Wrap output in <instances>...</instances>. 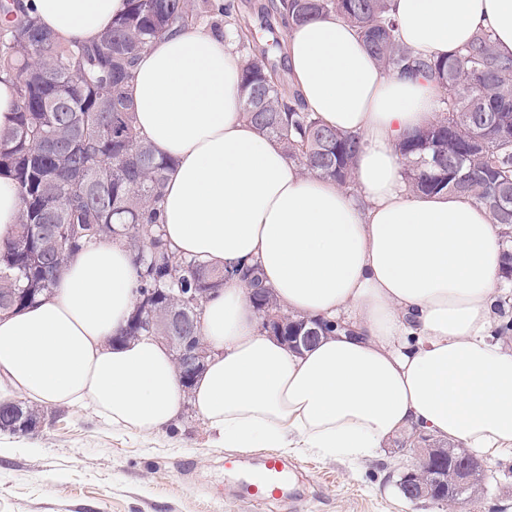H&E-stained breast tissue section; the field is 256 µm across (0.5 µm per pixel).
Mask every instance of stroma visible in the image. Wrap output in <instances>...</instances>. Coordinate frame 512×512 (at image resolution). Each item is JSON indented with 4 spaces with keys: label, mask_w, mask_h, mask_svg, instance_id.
Masks as SVG:
<instances>
[{
    "label": "stroma",
    "mask_w": 512,
    "mask_h": 512,
    "mask_svg": "<svg viewBox=\"0 0 512 512\" xmlns=\"http://www.w3.org/2000/svg\"><path fill=\"white\" fill-rule=\"evenodd\" d=\"M265 50L284 91L292 82L282 28L268 29L267 0H230ZM37 432H0V512H253L224 469L227 448L192 405L149 433L112 427L91 408L47 405ZM409 434L391 438L376 456L357 462L322 458L302 448L284 457L294 469L289 497L262 512H512V457H487V496L454 510L413 503L396 488L415 457Z\"/></svg>",
    "instance_id": "35a3bbf8"
}]
</instances>
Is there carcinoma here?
<instances>
[{
  "label": "carcinoma",
  "mask_w": 512,
  "mask_h": 512,
  "mask_svg": "<svg viewBox=\"0 0 512 512\" xmlns=\"http://www.w3.org/2000/svg\"><path fill=\"white\" fill-rule=\"evenodd\" d=\"M129 9L94 43H63L29 15L21 0L0 3V76L16 87L15 125L0 132V173L19 191L18 224L0 242V312L31 305L52 290L71 253L103 238L128 244L140 286L131 316L140 334L167 336L181 320L192 345L203 347L194 321L204 298L224 287V268L171 251L162 233L160 204L174 160L158 156L135 125L127 84L139 54L154 39L202 17L226 18L219 0H128ZM278 24H301L335 13L354 26L368 53L390 74L431 79L441 115L403 138L397 154L408 188L465 194L505 228L502 263L512 282V56L494 52L481 31L462 48L422 59L395 36L388 0H272ZM242 112L258 132L283 144L289 161L306 172L351 184L360 138L326 128L284 94L265 52L243 55ZM248 287L281 313L288 327L312 320L282 312L272 289L252 275ZM41 409L0 404V431L28 435Z\"/></svg>",
  "instance_id": "carcinoma-1"
}]
</instances>
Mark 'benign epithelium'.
I'll return each instance as SVG.
<instances>
[{
    "mask_svg": "<svg viewBox=\"0 0 512 512\" xmlns=\"http://www.w3.org/2000/svg\"><path fill=\"white\" fill-rule=\"evenodd\" d=\"M254 308L263 312L265 324L271 330L273 337L288 348L298 351L309 348L320 340V328L302 326L293 333L284 331L278 317L270 312L263 304L259 294L250 292ZM188 336H169V347L178 351V375L180 382L189 386L196 374L205 367V359L208 352L202 349H194L189 346ZM416 464L408 468L400 475L398 486L404 497L411 502L430 501L440 505L450 493L461 492L473 484L476 469L474 461H461L452 466L448 465L444 449L432 446L427 440L414 449ZM427 470L431 479L423 482L418 479V472Z\"/></svg>",
    "mask_w": 512,
    "mask_h": 512,
    "instance_id": "obj_1",
    "label": "benign epithelium"
}]
</instances>
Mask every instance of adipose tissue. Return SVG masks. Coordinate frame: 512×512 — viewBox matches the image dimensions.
Wrapping results in <instances>:
<instances>
[{"mask_svg": "<svg viewBox=\"0 0 512 512\" xmlns=\"http://www.w3.org/2000/svg\"><path fill=\"white\" fill-rule=\"evenodd\" d=\"M64 42H92L127 0H24ZM420 58L489 30L512 55V0H391ZM295 91L326 126L358 134L355 192L302 172L241 116L242 58L201 24L155 40L129 83L135 122L174 159L163 234L180 255L225 268L203 306L213 353L184 390L154 336L111 338L135 304L125 241L73 254L51 293L0 314V394L92 407L123 430L175 422L184 400L228 448H305L355 460L404 430L476 456L512 455V349L493 333L502 232L455 194L409 192L397 143L434 121L438 88L386 74L330 15L287 28ZM259 265L284 312L351 325L295 353L257 329L235 268Z\"/></svg>", "mask_w": 512, "mask_h": 512, "instance_id": "ef3b65f1", "label": "adipose tissue"}]
</instances>
